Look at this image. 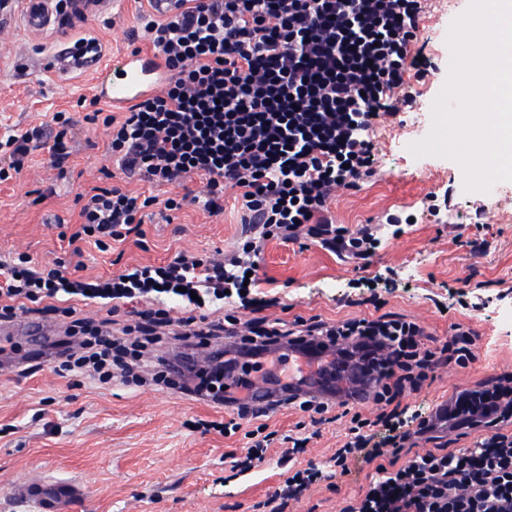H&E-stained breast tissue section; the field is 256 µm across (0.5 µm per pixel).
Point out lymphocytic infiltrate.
<instances>
[{"label": "lymphocytic infiltrate", "mask_w": 512, "mask_h": 512, "mask_svg": "<svg viewBox=\"0 0 512 512\" xmlns=\"http://www.w3.org/2000/svg\"><path fill=\"white\" fill-rule=\"evenodd\" d=\"M425 14V0H171L160 15L145 14L144 38L170 80L123 116L96 110L84 120L102 123L106 153L126 176L153 186L199 180L203 207L212 214L223 211L226 191H235L245 211L241 251L219 258L182 250L167 263L129 267L103 281L66 272L62 261L36 262L19 253L0 277V322L32 302L39 316L58 314L67 324L49 350L15 344L0 359L33 364L45 357L62 376L86 373L102 385L152 386L168 381L160 348L198 336L241 337L219 375L191 367L181 375L195 395L227 408L229 420L211 424L227 436L286 404L330 413L333 380L367 377L381 409L433 381L441 366L468 367L479 336L461 323L432 347L421 324L401 317L309 324L275 318L257 329L231 314L220 322L193 314L175 319L164 304L196 294L221 300L226 291L255 284V259L272 239L308 235L335 254L370 257L378 244L374 227L349 231L334 223L328 203L337 189L373 174L371 128L395 117L410 84L423 80L416 44ZM76 125L59 111L51 123L8 137L0 180L21 173L35 147L62 169ZM78 200L68 236L77 254L88 240L105 249L142 238L145 211L159 203L117 186L92 187ZM149 295L153 304L133 310L134 324H115L117 300ZM80 303L96 304L102 318L79 316ZM332 347L337 358L330 368L282 380L278 363L288 350L311 356ZM255 373L267 382L270 401L250 396ZM449 403L458 427L480 431L473 447L416 453L418 439L435 426L425 418L376 448L365 432L368 420H358L331 458L332 474L347 475L354 460L374 464L375 472L341 512H512V432L504 428L512 421V378H489L454 392ZM320 475L312 464L289 467L266 502L269 512L301 501Z\"/></svg>", "instance_id": "obj_1"}]
</instances>
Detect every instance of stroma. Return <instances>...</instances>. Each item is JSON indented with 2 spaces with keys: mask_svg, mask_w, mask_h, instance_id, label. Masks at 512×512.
Masks as SVG:
<instances>
[{
  "mask_svg": "<svg viewBox=\"0 0 512 512\" xmlns=\"http://www.w3.org/2000/svg\"><path fill=\"white\" fill-rule=\"evenodd\" d=\"M445 10L428 5L419 40L424 45L425 78L414 83V101L397 118L378 123L373 176L344 189L330 208L337 223L356 229L379 224V245L368 260L349 261L311 239L266 243L259 258L256 301L265 315L287 320L327 322L356 315L403 316L427 327L434 337L462 323L481 336L479 360L470 369L438 370L435 379L404 399L410 414L429 417L435 403L456 389H470L485 378L512 372V181L489 191L459 193L463 167L447 158H417L401 141L410 132L428 133L431 105L443 89L450 56L447 36L471 0H447ZM147 0H118L109 13L91 18L68 35L55 29L32 32L23 8L5 20L0 39V140L49 123L53 113L72 110L91 94L89 70H63L61 49L75 39L95 37L106 55L143 47L138 33ZM99 125L82 124L63 170L51 168L48 153L36 150L30 166L16 178L0 181V265L25 250L36 260L83 263L84 277H108L135 265L160 264L181 248L229 252L240 243L243 212L225 195L223 212L212 215L188 205L146 221L144 245L132 241L103 252L83 247L71 254L56 224L76 222L80 192L117 185L132 192L155 191L159 198L199 189V182L149 188L122 174L106 177L113 163ZM54 194L35 203L37 190ZM409 215L403 224L383 223L384 214ZM225 409L173 389L103 387L87 376L62 377L45 363L31 375L0 374V512H34L14 499L10 485L30 473L85 487V499L71 512H264V502L282 482L264 481L252 469V485L241 487L224 457L243 453V433L202 432L199 420H225ZM349 417L313 426L308 415L280 409L268 421L274 437L268 461L280 459L285 436L305 433L311 440L306 459L326 462L346 440ZM373 467L359 470L338 488L323 480L306 491L288 512H339L356 498Z\"/></svg>",
  "mask_w": 512,
  "mask_h": 512,
  "instance_id": "obj_1",
  "label": "stroma"
}]
</instances>
